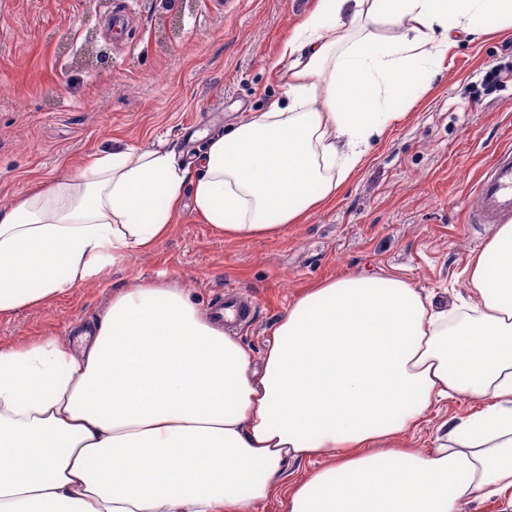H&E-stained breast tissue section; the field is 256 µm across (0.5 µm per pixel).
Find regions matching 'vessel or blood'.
Wrapping results in <instances>:
<instances>
[{
	"label": "vessel or blood",
	"mask_w": 512,
	"mask_h": 512,
	"mask_svg": "<svg viewBox=\"0 0 512 512\" xmlns=\"http://www.w3.org/2000/svg\"><path fill=\"white\" fill-rule=\"evenodd\" d=\"M479 205L473 216L478 224H496L512 215V151L501 150L477 184ZM233 310L239 323H250L254 316L251 302L240 295L234 284H226L223 299L216 302L215 314Z\"/></svg>",
	"instance_id": "vessel-or-blood-1"
}]
</instances>
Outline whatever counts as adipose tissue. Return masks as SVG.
<instances>
[{
  "mask_svg": "<svg viewBox=\"0 0 512 512\" xmlns=\"http://www.w3.org/2000/svg\"><path fill=\"white\" fill-rule=\"evenodd\" d=\"M395 25L385 38L377 25ZM512 0H316L284 95L177 164L164 141L89 155L0 211V316L46 306L170 234L191 192L224 238H274L335 199L460 37ZM433 305L399 273L304 288L249 348L169 281L113 294L74 350L0 343V512H512V224ZM464 398L429 449L439 399ZM311 467L286 479L289 463ZM463 400L457 399L454 402L442 401L435 404L427 415V419L421 429L414 435L412 443L416 448H431L437 436L439 425L449 419L453 414L465 410Z\"/></svg>",
  "mask_w": 512,
  "mask_h": 512,
  "instance_id": "adipose-tissue-1",
  "label": "adipose tissue"
}]
</instances>
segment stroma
<instances>
[{"label": "stroma", "instance_id": "1", "mask_svg": "<svg viewBox=\"0 0 512 512\" xmlns=\"http://www.w3.org/2000/svg\"><path fill=\"white\" fill-rule=\"evenodd\" d=\"M312 0H8L0 8V210L32 182L91 153L167 140L197 154L281 92L271 63ZM498 68L500 82L482 80ZM512 147V34L459 44L431 89L374 147L326 208L281 236L227 240L185 205L171 234L52 304L0 317V342L68 339L136 281H177L210 309L225 283L256 303L224 330L255 357L309 284L349 271H402L436 302L496 231L475 224V186Z\"/></svg>", "mask_w": 512, "mask_h": 512}]
</instances>
